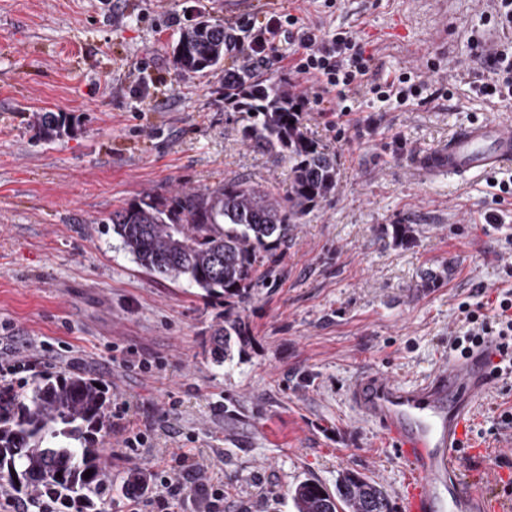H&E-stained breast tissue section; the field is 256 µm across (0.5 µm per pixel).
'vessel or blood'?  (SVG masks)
Here are the masks:
<instances>
[{
    "mask_svg": "<svg viewBox=\"0 0 512 512\" xmlns=\"http://www.w3.org/2000/svg\"><path fill=\"white\" fill-rule=\"evenodd\" d=\"M419 176L460 182L490 177L512 165V122L484 119L460 126L447 140L412 159ZM489 342L464 358H448L428 376L403 384L377 371L358 375L347 399L375 423L405 463L403 512H503L459 470L458 450L469 418L492 380Z\"/></svg>",
    "mask_w": 512,
    "mask_h": 512,
    "instance_id": "b4317fda",
    "label": "vessel or blood"
}]
</instances>
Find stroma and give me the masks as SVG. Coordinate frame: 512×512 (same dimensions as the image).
Listing matches in <instances>:
<instances>
[{
  "label": "stroma",
  "instance_id": "obj_1",
  "mask_svg": "<svg viewBox=\"0 0 512 512\" xmlns=\"http://www.w3.org/2000/svg\"><path fill=\"white\" fill-rule=\"evenodd\" d=\"M482 2L0 0V337L35 365L0 387L81 371L126 403L101 439L108 512H126L131 475L147 478L182 452L223 482L224 512H296L299 480L331 488L346 470L381 484L403 512L406 468L345 391L365 371L404 383L429 374L448 358L459 302L498 293L512 203L492 202L484 178L461 185L409 170L413 154L457 127L499 115L467 85H447L471 63ZM288 11L356 32L382 75L417 71L430 87L341 129L333 113L304 112L307 135L336 155V190L239 304L246 341L218 364L211 337L223 301L146 272L105 219L145 194L233 180L285 195L287 160L242 141L223 73L177 74L172 51L198 15L260 23ZM43 112L66 115L69 132L39 136ZM396 224L412 226L410 242L395 241ZM496 401L512 403V378L478 403L460 456L466 477L512 510V447L495 431ZM139 430L149 453L121 455L118 440Z\"/></svg>",
  "mask_w": 512,
  "mask_h": 512
}]
</instances>
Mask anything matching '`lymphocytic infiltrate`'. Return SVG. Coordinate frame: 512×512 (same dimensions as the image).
<instances>
[{
  "instance_id": "1",
  "label": "lymphocytic infiltrate",
  "mask_w": 512,
  "mask_h": 512,
  "mask_svg": "<svg viewBox=\"0 0 512 512\" xmlns=\"http://www.w3.org/2000/svg\"><path fill=\"white\" fill-rule=\"evenodd\" d=\"M479 21L498 27L502 37L493 45L471 37L475 65L467 70L469 89L476 96L511 105L512 0H489ZM227 28L238 37L225 44L226 55L239 57L249 69L288 61L296 74L311 83L310 90H296L299 104L328 103L340 119L378 102L406 104L425 90L424 83L413 82L405 72L390 80L378 78L374 55L365 40L350 31H332L319 23L300 22L296 15L279 13L257 27L231 20ZM460 309L464 332L449 337V351L464 357L486 340H495L499 360L492 367V375L497 379L511 375L512 292L497 296L490 314L466 303ZM203 473V464L194 457L184 453L173 456L155 473V493L130 496L128 512H172L174 506L196 501L204 502V512H224L223 485L202 482Z\"/></svg>"
}]
</instances>
